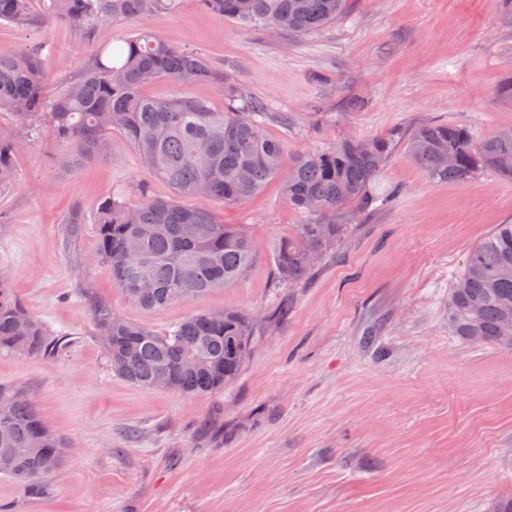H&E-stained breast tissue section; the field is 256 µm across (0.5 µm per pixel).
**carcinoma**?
I'll list each match as a JSON object with an SVG mask.
<instances>
[{
  "label": "carcinoma",
  "mask_w": 512,
  "mask_h": 512,
  "mask_svg": "<svg viewBox=\"0 0 512 512\" xmlns=\"http://www.w3.org/2000/svg\"><path fill=\"white\" fill-rule=\"evenodd\" d=\"M35 0H0V24L24 25ZM45 21L75 29L147 20L173 12L179 0H40ZM202 7L245 28L308 34L328 26L347 0H199ZM42 47L0 50V112H10L21 131L0 132V187L14 178V158L40 123L53 127L63 154L73 163L95 156L104 137L116 134L133 148L145 172L166 182L168 198L146 186L129 197L114 194L94 207L95 261L106 265L114 284L135 306L150 311L203 298L239 281L264 251L245 224H226L212 201L242 204L276 180L288 206L311 217L269 246L274 287L293 288L311 277L336 250L351 212L388 202L395 189L380 190L392 152L388 139L339 140L328 151L288 156L269 137L264 102L238 83L217 76L199 53L170 46L145 27L114 46L93 49L82 75L54 94L38 63ZM167 79L224 94L225 109L210 111L206 96L158 100L145 88ZM414 164L436 182L467 183L489 169L512 179V128L475 143L460 124L431 122L407 142ZM112 373L128 384L168 389L189 397L224 389L238 375L254 338L251 316L233 308L202 310L163 331L126 319L112 304L89 301ZM512 224H498L468 253L448 292V330L471 345L512 350ZM55 336L27 312L0 273V355H62ZM66 442L41 421L18 387L0 386V476L35 489L61 466Z\"/></svg>",
  "instance_id": "carcinoma-1"
}]
</instances>
